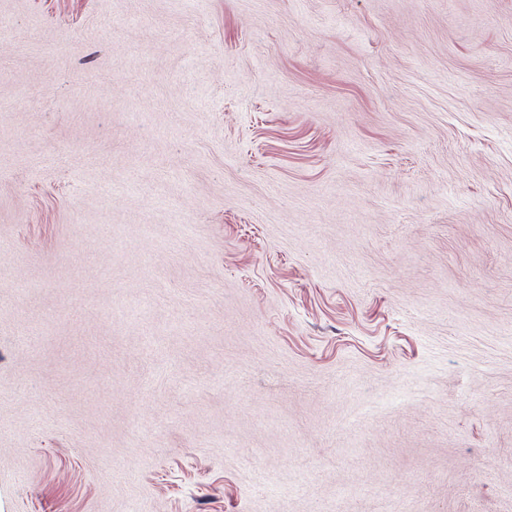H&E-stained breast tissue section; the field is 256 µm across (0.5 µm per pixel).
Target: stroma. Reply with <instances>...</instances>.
<instances>
[{"instance_id":"1","label":"stroma","mask_w":512,"mask_h":512,"mask_svg":"<svg viewBox=\"0 0 512 512\" xmlns=\"http://www.w3.org/2000/svg\"><path fill=\"white\" fill-rule=\"evenodd\" d=\"M0 512H512V0H0Z\"/></svg>"}]
</instances>
